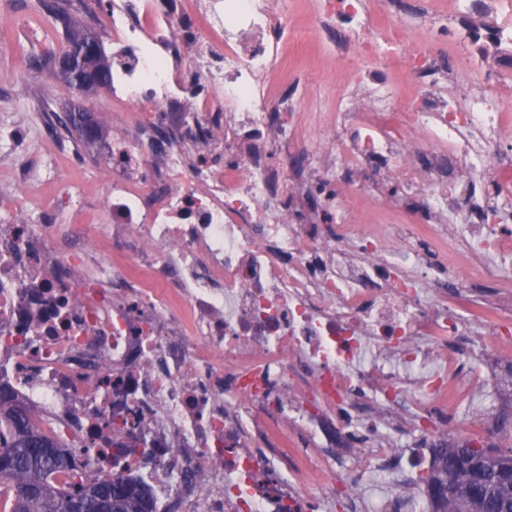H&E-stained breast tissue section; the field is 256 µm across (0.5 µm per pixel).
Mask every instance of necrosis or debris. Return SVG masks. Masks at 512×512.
Here are the masks:
<instances>
[{"mask_svg":"<svg viewBox=\"0 0 512 512\" xmlns=\"http://www.w3.org/2000/svg\"><path fill=\"white\" fill-rule=\"evenodd\" d=\"M112 36L121 134L95 145L111 177L107 248L74 214L85 184L49 166L0 170V387L28 406L76 478L148 485L179 512H308L321 490L382 483L376 512H418L425 449L475 407L495 433L480 349L462 314L476 286L499 357L512 359V107L463 87L406 27L365 23V0H319L320 21L417 80L399 112L373 71L353 73L336 109L276 112L266 80L288 32L267 0H82ZM365 87L364 106L351 91ZM204 127L223 138L197 142ZM278 140L336 161L283 191ZM392 163L389 220L346 213L374 164ZM347 176L326 224L296 203Z\"/></svg>","mask_w":512,"mask_h":512,"instance_id":"necrosis-or-debris-1","label":"necrosis or debris"}]
</instances>
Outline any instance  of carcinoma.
Masks as SVG:
<instances>
[{
	"instance_id": "carcinoma-1",
	"label": "carcinoma",
	"mask_w": 512,
	"mask_h": 512,
	"mask_svg": "<svg viewBox=\"0 0 512 512\" xmlns=\"http://www.w3.org/2000/svg\"><path fill=\"white\" fill-rule=\"evenodd\" d=\"M49 443L28 409L0 393V488L6 490L11 512H90L83 497L87 488L123 489L109 498L110 512H144L145 502L155 500L145 486L122 478L90 479L59 491L49 474L71 468L72 457L64 450L58 456L37 451ZM434 464L435 479L454 493L435 502L432 512H512V446L502 449L468 439L438 449Z\"/></svg>"
}]
</instances>
